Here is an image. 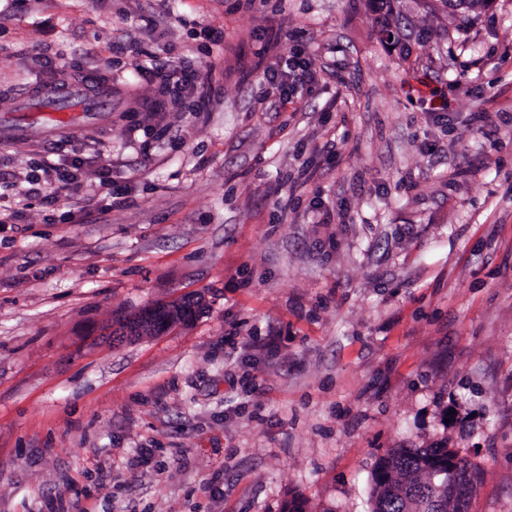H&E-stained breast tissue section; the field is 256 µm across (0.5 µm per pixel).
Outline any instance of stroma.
<instances>
[{"label":"stroma","instance_id":"stroma-1","mask_svg":"<svg viewBox=\"0 0 512 512\" xmlns=\"http://www.w3.org/2000/svg\"><path fill=\"white\" fill-rule=\"evenodd\" d=\"M398 5L0 0V108L112 87L81 131L0 141L27 193L0 223V512H370L377 460L430 447L478 466L470 512H512V0ZM388 25L432 36L405 58ZM299 48L318 77L284 105L262 69ZM139 55L209 100L173 110ZM75 157L80 192L29 193ZM189 293L188 325L113 342ZM136 70L142 75L148 74L157 83L159 93L168 98L174 108L181 106L187 88L197 89L198 70L185 59L159 60L151 56L148 62L138 63Z\"/></svg>","mask_w":512,"mask_h":512}]
</instances>
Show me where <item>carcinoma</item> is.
<instances>
[{
    "mask_svg": "<svg viewBox=\"0 0 512 512\" xmlns=\"http://www.w3.org/2000/svg\"><path fill=\"white\" fill-rule=\"evenodd\" d=\"M201 297L190 294L171 304L144 309L138 315L117 320L112 335H158L175 324L189 322ZM448 459L446 448H393L381 457L373 470L372 512H455L447 498L448 486L435 470ZM454 478L474 485L478 468L464 456L457 458Z\"/></svg>",
    "mask_w": 512,
    "mask_h": 512,
    "instance_id": "carcinoma-1",
    "label": "carcinoma"
}]
</instances>
